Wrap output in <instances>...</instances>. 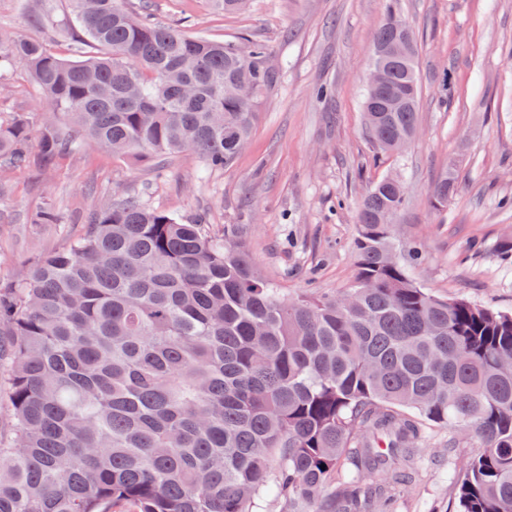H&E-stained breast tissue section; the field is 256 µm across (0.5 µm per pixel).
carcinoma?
<instances>
[{"instance_id": "carcinoma-1", "label": "carcinoma", "mask_w": 512, "mask_h": 512, "mask_svg": "<svg viewBox=\"0 0 512 512\" xmlns=\"http://www.w3.org/2000/svg\"><path fill=\"white\" fill-rule=\"evenodd\" d=\"M59 34L82 60L0 34V74L25 69L40 107L0 115L6 176L56 170L88 145L158 166L183 152L208 170L249 139L274 73L259 44L189 36L126 0H71ZM389 0L366 89L369 136L395 153L418 131L416 47L401 56ZM401 97L400 111L389 101ZM454 170L431 187L447 205ZM405 196L379 179L358 210L346 292L288 298L229 224L220 238L135 197L106 203L83 234L0 284V361L14 440L0 445V512H376L415 481L429 423L478 444L457 476L459 512H512V313L444 300L413 281L399 241ZM32 224H61L52 200Z\"/></svg>"}]
</instances>
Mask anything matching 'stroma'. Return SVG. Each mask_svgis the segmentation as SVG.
Wrapping results in <instances>:
<instances>
[{"mask_svg": "<svg viewBox=\"0 0 512 512\" xmlns=\"http://www.w3.org/2000/svg\"><path fill=\"white\" fill-rule=\"evenodd\" d=\"M130 2L191 36L264 46L275 81L257 103L252 134L232 165L205 180L191 152L160 179L153 159L116 158L99 147L55 172L11 174L0 198V279L20 277L39 255L68 244L89 212L138 194L184 220L207 215L215 236L243 225L258 271L285 295H333L356 275L359 204L392 174L407 192L398 238L420 252L410 277L437 297L512 313V257L498 251L512 240V0H396L416 37L420 96L419 135L394 156L375 154L363 110L386 0H251L234 14L210 0ZM40 8V0H0V33L47 41L69 57L68 40L35 23ZM322 84L331 86L330 100L316 98ZM38 110L23 68L0 75V113ZM448 168L456 190L436 210L429 190ZM48 196L64 223H30ZM475 444L471 434L430 425L416 457L419 478L390 512H452L455 477Z\"/></svg>", "mask_w": 512, "mask_h": 512, "instance_id": "1", "label": "stroma"}]
</instances>
